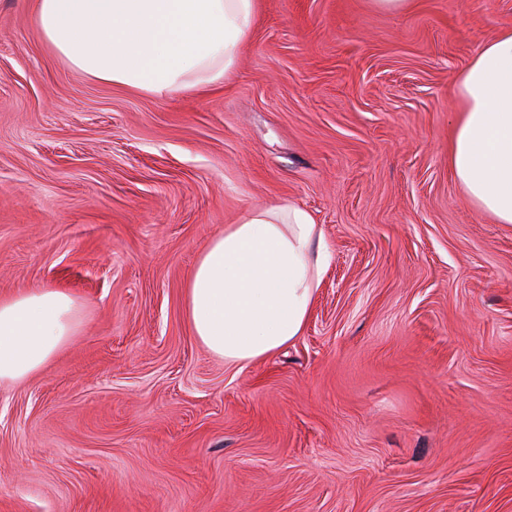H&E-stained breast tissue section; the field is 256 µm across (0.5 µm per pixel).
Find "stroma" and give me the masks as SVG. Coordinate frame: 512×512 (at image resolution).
Wrapping results in <instances>:
<instances>
[{
  "instance_id": "1",
  "label": "stroma",
  "mask_w": 512,
  "mask_h": 512,
  "mask_svg": "<svg viewBox=\"0 0 512 512\" xmlns=\"http://www.w3.org/2000/svg\"><path fill=\"white\" fill-rule=\"evenodd\" d=\"M0 0V296L69 343L0 383V512H512V224L448 168L454 83L512 0H258L224 82L93 80ZM333 250L302 336L211 355L183 284L254 207Z\"/></svg>"
}]
</instances>
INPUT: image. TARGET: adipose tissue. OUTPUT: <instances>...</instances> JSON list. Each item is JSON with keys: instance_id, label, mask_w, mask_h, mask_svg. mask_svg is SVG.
I'll return each mask as SVG.
<instances>
[{"instance_id": "ef3b65f1", "label": "adipose tissue", "mask_w": 512, "mask_h": 512, "mask_svg": "<svg viewBox=\"0 0 512 512\" xmlns=\"http://www.w3.org/2000/svg\"><path fill=\"white\" fill-rule=\"evenodd\" d=\"M40 35L89 77L162 97L223 82L256 0H36ZM448 167L479 213L512 224V29L483 43L455 80ZM333 253L312 215L250 209L200 253L183 286L188 326L226 363L267 359L302 336ZM74 299L56 288L0 298V381L36 375L74 336Z\"/></svg>"}]
</instances>
